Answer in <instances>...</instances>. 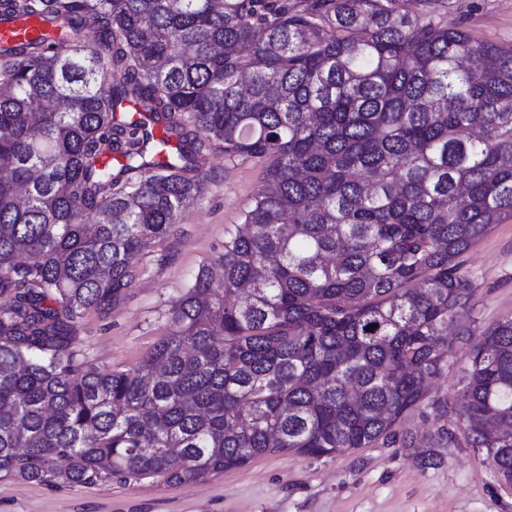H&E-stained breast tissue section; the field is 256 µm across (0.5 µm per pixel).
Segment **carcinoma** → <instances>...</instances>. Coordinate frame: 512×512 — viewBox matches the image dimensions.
<instances>
[{
    "instance_id": "carcinoma-1",
    "label": "carcinoma",
    "mask_w": 512,
    "mask_h": 512,
    "mask_svg": "<svg viewBox=\"0 0 512 512\" xmlns=\"http://www.w3.org/2000/svg\"><path fill=\"white\" fill-rule=\"evenodd\" d=\"M436 2L0 0L54 24L0 50V473L177 485L412 448L405 417L448 418L452 328L466 440L512 486V317L471 326L460 272L512 220V46ZM217 151L261 188L164 336L100 370L76 319L123 299ZM451 338L448 359L450 366L443 376L434 380L430 393L432 396L448 400V415L454 419L455 414H459L461 406L465 403L462 385L458 383V371L469 361L472 341L459 339L458 336Z\"/></svg>"
}]
</instances>
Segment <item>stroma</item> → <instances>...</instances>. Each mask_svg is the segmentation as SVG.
Masks as SVG:
<instances>
[{
    "mask_svg": "<svg viewBox=\"0 0 512 512\" xmlns=\"http://www.w3.org/2000/svg\"><path fill=\"white\" fill-rule=\"evenodd\" d=\"M436 20L479 42L512 44V0H442ZM261 175L254 159L212 155L201 172L203 196L183 212L177 232L143 251L126 299L78 319V348L87 360L107 371L128 369L166 333L172 297L218 256L225 228L239 223ZM461 261L478 326L512 316V221L497 225ZM470 351L469 341L453 339L449 368L430 389L452 415L465 403L458 371ZM438 453L440 462L425 468L418 449L379 443L318 459L277 452L185 485L116 478L31 483L1 474L0 512H512V487L485 450L463 443Z\"/></svg>",
    "mask_w": 512,
    "mask_h": 512,
    "instance_id": "stroma-1",
    "label": "stroma"
}]
</instances>
